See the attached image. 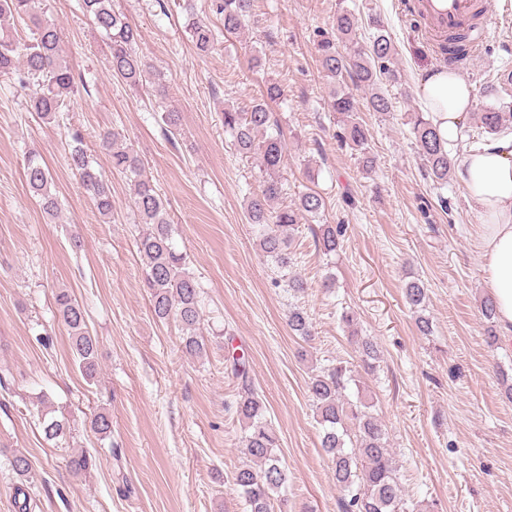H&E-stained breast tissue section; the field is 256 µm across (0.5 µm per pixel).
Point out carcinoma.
Here are the masks:
<instances>
[{"instance_id":"obj_1","label":"carcinoma","mask_w":512,"mask_h":512,"mask_svg":"<svg viewBox=\"0 0 512 512\" xmlns=\"http://www.w3.org/2000/svg\"><path fill=\"white\" fill-rule=\"evenodd\" d=\"M216 12L224 16V32L239 31L250 16L253 0H215ZM83 11L93 19L109 48L108 66L112 76L126 85L138 88L146 81L151 65L136 46L140 33L125 16L114 8L113 0H82ZM22 20L30 23L31 37L19 40L11 31H0V77L7 76L25 89L30 81L38 82L32 96V111L45 123L53 122L70 107L76 87L75 76L62 54L61 33L58 27L42 18L36 0H0V21ZM189 30L196 49L208 53L214 46L215 33L210 24L194 14L187 16ZM375 32L366 48L354 41L358 18L349 10L340 8L332 26L333 33H321L317 41V58L322 70L335 81L346 77L356 85L370 90L368 100L372 111L386 114L391 100L383 91L386 84L398 80L394 69L396 47L385 26L372 21ZM351 43L349 51L342 52L336 40ZM471 40L469 31L456 32L438 43L441 53L465 54ZM281 97V88L272 83L266 88V98L253 103L250 109L239 111L224 109V128L230 130L239 155L253 160L260 171L267 175L260 193L247 202V215L254 229L256 245L263 256L271 259L278 273L288 279V288L298 295L305 292L307 284L293 274L292 245L299 231L301 215L313 218L324 209V199L309 190L298 196L290 207L273 208L274 202L284 191L278 173L283 165L284 144L278 122L269 112L267 101ZM333 110L343 115L336 138L363 155V164L373 167L374 160L366 156V134L360 122L354 119L356 100L342 88L333 94ZM484 132L493 135L512 123V107L493 104L477 113ZM411 134L418 147L425 175L434 183L448 184L454 174L456 159L448 154V147L439 132L422 112L408 116ZM74 143L69 154L71 168L79 172L82 184L94 206L105 219L112 217V190L108 182L89 164L81 148L82 134L71 132ZM103 147L109 149L112 169L127 175L133 183L131 204L142 223L149 226L139 240L138 250L144 263V281L150 291L152 310L156 318L177 321L182 328V345L186 353L199 356L205 343L199 334L201 321V291L187 257L176 249L174 229L170 224L162 197L146 174L141 160L134 151L119 143V134L106 131L100 135ZM24 175L27 185L48 214L58 210V201L50 191L52 176L40 160L30 155L26 159ZM344 225L322 224L317 235V246L325 254L341 248ZM405 301L416 313L415 324L419 333H432V321L426 315L427 286L417 278L404 286ZM55 304L61 322L69 333L72 354L82 376L93 381L100 371L101 346L88 327L86 311L82 304L62 289L55 294ZM482 316L490 323L487 328L488 343H498L495 328L496 305L489 295L480 301ZM288 327L303 341L312 338L309 315L301 306L288 309ZM358 351L367 369L375 368L380 351L369 339L356 341ZM230 373L237 385L235 413L242 422V452L247 462L233 476L235 491L244 499L248 512H274V501L285 488L288 476L279 455L280 441L266 415L265 406L249 375L244 357L229 356ZM353 381L350 367L339 361L319 368L309 377L307 386L312 398L318 424L322 429L321 448L331 462L333 480L339 489L340 512H404L403 489L398 467L389 448V432L379 415L370 405L352 402L345 391ZM40 424L45 439L60 443L70 431L69 419L53 411L41 412ZM90 429L105 438L112 433V417L98 412L90 417ZM14 475L28 480L33 470L31 458L22 451L9 459ZM93 457L81 452L69 461L75 474L90 470ZM32 496L29 487H14V503L19 512H31Z\"/></svg>"}]
</instances>
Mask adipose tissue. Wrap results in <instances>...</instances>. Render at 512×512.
<instances>
[{
    "mask_svg": "<svg viewBox=\"0 0 512 512\" xmlns=\"http://www.w3.org/2000/svg\"><path fill=\"white\" fill-rule=\"evenodd\" d=\"M421 98L443 140L456 141L474 105L472 86L454 72L431 69L421 80ZM455 174L482 217L476 247L485 260L499 329L512 340V133L468 148Z\"/></svg>",
    "mask_w": 512,
    "mask_h": 512,
    "instance_id": "adipose-tissue-1",
    "label": "adipose tissue"
}]
</instances>
